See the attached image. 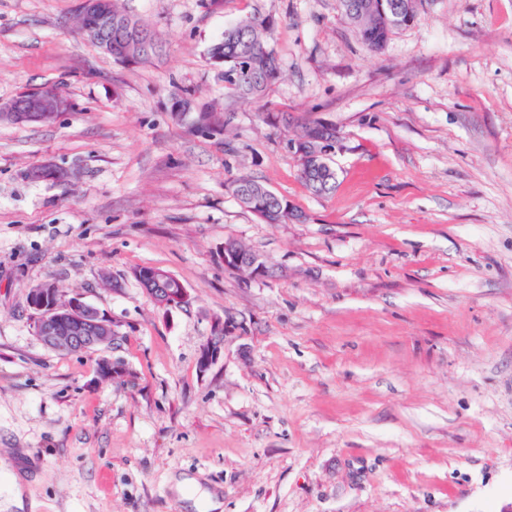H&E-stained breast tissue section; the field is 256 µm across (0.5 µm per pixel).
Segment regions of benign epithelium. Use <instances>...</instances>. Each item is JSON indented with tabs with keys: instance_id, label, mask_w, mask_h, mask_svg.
Listing matches in <instances>:
<instances>
[{
	"instance_id": "benign-epithelium-1",
	"label": "benign epithelium",
	"mask_w": 512,
	"mask_h": 512,
	"mask_svg": "<svg viewBox=\"0 0 512 512\" xmlns=\"http://www.w3.org/2000/svg\"><path fill=\"white\" fill-rule=\"evenodd\" d=\"M80 15L84 19L92 16L108 19L112 17V0H81ZM61 111L62 94L43 87L24 92L7 104H1L0 118L16 123H43L56 118ZM341 140L342 136L338 132L330 139L319 140L316 146L310 145L307 137L292 140L290 145L298 158L300 173L309 181L329 182L332 177L329 159ZM224 265L248 267L257 276L270 273L262 258L243 252L240 244L230 239L224 240ZM167 278V272L156 269L148 274L146 280L150 285L147 293L158 307L166 311L191 298L185 288L175 294L162 291L161 287ZM29 298L31 307L40 312L37 336L52 350L64 353L97 350L111 344L116 337L112 323L103 319L94 307L78 297L61 300L51 283H42L32 288ZM221 349V344L211 340L203 345L199 356L203 370H208L218 359Z\"/></svg>"
}]
</instances>
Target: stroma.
Listing matches in <instances>:
<instances>
[{
	"label": "stroma",
	"mask_w": 512,
	"mask_h": 512,
	"mask_svg": "<svg viewBox=\"0 0 512 512\" xmlns=\"http://www.w3.org/2000/svg\"><path fill=\"white\" fill-rule=\"evenodd\" d=\"M79 3L0 0V102L53 85L71 104L0 121V459L22 468L24 512L512 505V0H426L378 54L337 0H119L158 40L129 65L84 35ZM253 14L275 22L264 101L285 125L208 56ZM315 121L344 136L326 196L289 146ZM48 164L77 177L30 178ZM240 175L303 221L242 207ZM228 238L273 276L225 269ZM142 266L192 305L158 308ZM42 282L110 320L114 344L44 346L27 300ZM104 358L124 375L99 382Z\"/></svg>",
	"instance_id": "1"
}]
</instances>
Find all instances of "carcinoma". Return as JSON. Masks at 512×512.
<instances>
[{
    "label": "carcinoma",
    "instance_id": "carcinoma-1",
    "mask_svg": "<svg viewBox=\"0 0 512 512\" xmlns=\"http://www.w3.org/2000/svg\"><path fill=\"white\" fill-rule=\"evenodd\" d=\"M340 7L350 20L358 40L370 51L383 49L395 28L386 24V17L408 0H339ZM274 21L253 15L237 21L224 30L222 39L209 50L210 59L223 66L224 85L240 96L260 100L267 87L280 74L274 48L269 36ZM254 49L250 67L242 68L239 52L243 45ZM155 49L143 50L121 26L112 27V58L120 63L136 64L148 60ZM234 196L247 209L269 224L298 219L302 214L290 207L289 201L263 184L238 176L231 181Z\"/></svg>",
    "mask_w": 512,
    "mask_h": 512
}]
</instances>
